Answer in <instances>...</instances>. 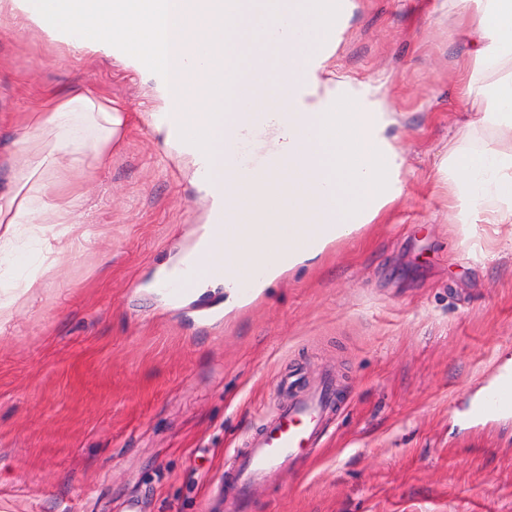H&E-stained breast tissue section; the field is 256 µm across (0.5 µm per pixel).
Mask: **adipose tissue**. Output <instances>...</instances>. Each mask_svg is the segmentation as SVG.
I'll return each instance as SVG.
<instances>
[{"label": "adipose tissue", "instance_id": "1", "mask_svg": "<svg viewBox=\"0 0 512 512\" xmlns=\"http://www.w3.org/2000/svg\"><path fill=\"white\" fill-rule=\"evenodd\" d=\"M187 0H99L85 12L76 0H0V12L20 25L35 24L61 34L80 51L112 52L153 79L164 109L151 113L157 130H169L173 113L182 119L185 153L192 163L211 160L224 185V279L226 303L240 306L286 272L310 266L332 243L353 237L379 220L402 192L404 153L389 131L394 123L383 99L363 102L346 84L329 80L331 52L312 51L301 61L293 37L314 44L334 36L331 0H266L272 25L287 29L268 77L251 97L211 88L204 68L187 55L198 37L219 41L224 65L237 69L243 46L258 43L250 24L255 0H202V21L189 25ZM473 8L467 29L471 56L495 81L484 86L466 76L463 99L485 103L464 134L492 129V137L452 146L438 172L448 187V205L466 240L497 255H512V0H457ZM274 93L277 105L253 109L255 99ZM349 99L354 108L340 112ZM129 117L119 104L88 91L45 100L26 116L14 142L10 187L0 193V330L28 306L32 290L54 269L59 240L74 243L88 233L89 212L82 194L62 195L55 181L74 170H99L112 159ZM244 224L287 225V235H260L241 244ZM214 225H206L193 246L171 266L165 279L179 278L185 265L197 269L196 288L212 286L207 268Z\"/></svg>", "mask_w": 512, "mask_h": 512}]
</instances>
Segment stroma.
<instances>
[{
  "label": "stroma",
  "mask_w": 512,
  "mask_h": 512,
  "mask_svg": "<svg viewBox=\"0 0 512 512\" xmlns=\"http://www.w3.org/2000/svg\"><path fill=\"white\" fill-rule=\"evenodd\" d=\"M435 0H348L337 75L382 80L398 114L404 189L360 235L254 301L175 302L158 268L191 246L209 204L142 121L150 85L36 26L0 24V188L27 112L75 90L124 104L130 131L77 184L91 240L57 257L0 331V512H225L214 485L288 400L331 380L336 410L307 464L250 512H512V418L466 409L512 360V256L462 240L437 165L471 46Z\"/></svg>",
  "instance_id": "1"
}]
</instances>
